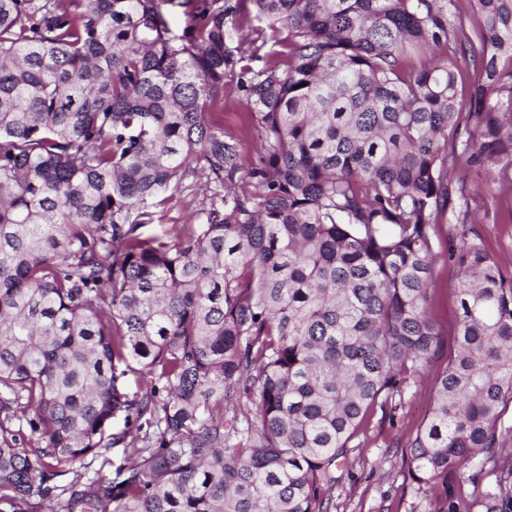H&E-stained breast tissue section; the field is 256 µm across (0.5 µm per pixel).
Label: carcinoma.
I'll return each mask as SVG.
<instances>
[{
	"label": "carcinoma",
	"mask_w": 512,
	"mask_h": 512,
	"mask_svg": "<svg viewBox=\"0 0 512 512\" xmlns=\"http://www.w3.org/2000/svg\"><path fill=\"white\" fill-rule=\"evenodd\" d=\"M235 70L247 169L211 113ZM459 165L512 184V0H0V512H329L440 355ZM187 181L197 221L148 231ZM448 260L460 328L407 479L512 512V272L473 228Z\"/></svg>",
	"instance_id": "obj_1"
}]
</instances>
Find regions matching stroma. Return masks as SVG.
Here are the masks:
<instances>
[{
  "label": "stroma",
  "mask_w": 512,
  "mask_h": 512,
  "mask_svg": "<svg viewBox=\"0 0 512 512\" xmlns=\"http://www.w3.org/2000/svg\"><path fill=\"white\" fill-rule=\"evenodd\" d=\"M214 120L223 127L225 135L240 141L245 164L256 163V123L237 88L236 76L225 77L224 106L215 112ZM460 176L473 184H489V191L482 193L474 206L479 218L477 229L503 271H511L512 223L504 222L502 214L512 207V194L500 184L488 183L486 176L467 170L461 171ZM463 230V225L440 220L433 242L436 262L429 309L442 335L445 352L454 347L459 323L454 294L458 276L448 262V247ZM444 363L443 357L437 358L424 376L409 380L389 416L374 414L366 433L360 437L359 448L353 449L348 461L337 470L339 480L332 493L331 512H431L433 494L410 484L405 476V457L409 439L430 412L433 378Z\"/></svg>",
  "instance_id": "obj_1"
}]
</instances>
